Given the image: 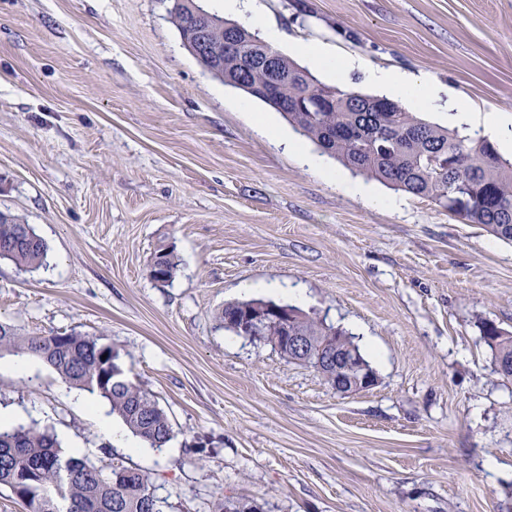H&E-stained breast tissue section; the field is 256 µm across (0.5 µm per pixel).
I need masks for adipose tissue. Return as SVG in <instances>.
I'll return each instance as SVG.
<instances>
[{"mask_svg":"<svg viewBox=\"0 0 512 512\" xmlns=\"http://www.w3.org/2000/svg\"><path fill=\"white\" fill-rule=\"evenodd\" d=\"M289 54L303 57L315 69L334 73L337 83H345L353 71L365 73L368 81L380 89L387 98L423 106L437 100L440 88L433 80H419L401 72L366 67L357 57H336L325 45L316 42L297 41L289 45Z\"/></svg>","mask_w":512,"mask_h":512,"instance_id":"adipose-tissue-1","label":"adipose tissue"}]
</instances>
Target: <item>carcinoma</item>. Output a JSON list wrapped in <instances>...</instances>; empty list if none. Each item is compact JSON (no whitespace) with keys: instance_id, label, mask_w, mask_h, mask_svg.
Masks as SVG:
<instances>
[{"instance_id":"cac0c4a2","label":"carcinoma","mask_w":512,"mask_h":512,"mask_svg":"<svg viewBox=\"0 0 512 512\" xmlns=\"http://www.w3.org/2000/svg\"><path fill=\"white\" fill-rule=\"evenodd\" d=\"M195 0H174L173 15L181 38ZM237 41L227 48L225 73L248 70L254 82L265 79L258 67L271 47L247 28L236 25ZM299 64L277 54L280 97L292 102L308 94L319 97L325 83L297 76ZM335 101L321 112H290L288 122L323 152L357 174L390 188L445 202L449 213L466 223L481 224L495 237L512 242V159L501 156L484 136L429 122L402 105L386 108L385 97L334 87ZM47 246L32 225L11 213L0 215V260L25 269L40 267ZM241 301L224 306L219 322L233 331L243 315ZM296 335L320 343L332 332L316 316L301 313L292 324ZM495 361L512 359V335L492 322L482 327ZM33 353L65 382L98 393L143 445L162 448L172 438L167 413L155 398L116 372L119 354L102 336L79 332L48 336L20 332L0 323V352ZM0 486L24 501L29 512H163L150 477L121 462L100 465L66 454L57 438L35 427L0 432ZM213 512H255L251 503L220 497Z\"/></svg>"}]
</instances>
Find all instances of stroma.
Wrapping results in <instances>:
<instances>
[{
    "instance_id": "stroma-1",
    "label": "stroma",
    "mask_w": 512,
    "mask_h": 512,
    "mask_svg": "<svg viewBox=\"0 0 512 512\" xmlns=\"http://www.w3.org/2000/svg\"><path fill=\"white\" fill-rule=\"evenodd\" d=\"M294 41L428 77L512 111V0H252ZM173 0H0V211L43 264L0 260V322L104 336L167 413L162 448L104 438L45 362L11 371L12 427L147 472L163 512H512V378L481 328L512 333V242L425 198L323 172L270 106L184 46ZM334 179H327V172ZM364 182L371 193L353 195ZM174 246L155 283L154 251ZM295 305L342 328L378 383L343 395L220 326L225 304ZM162 264L164 267L158 262V259H154L152 262V270H151V263L149 265V276L153 280L152 276H155L159 279H163L165 277L164 271L169 275V279L171 280L174 275L176 274L177 268L179 266V259L178 256L175 254V251L173 248L166 247L164 249L163 255H162ZM152 271V276H151ZM169 280V281H170Z\"/></svg>"
}]
</instances>
